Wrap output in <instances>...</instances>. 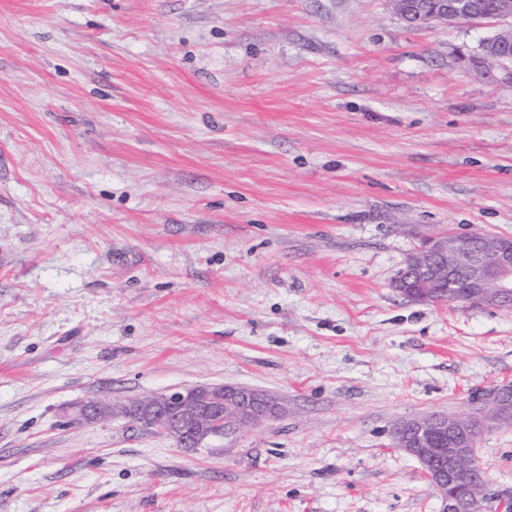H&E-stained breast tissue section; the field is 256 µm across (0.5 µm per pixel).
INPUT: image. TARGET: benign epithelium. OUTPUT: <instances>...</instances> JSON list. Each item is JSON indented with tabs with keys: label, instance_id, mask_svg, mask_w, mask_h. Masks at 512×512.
Masks as SVG:
<instances>
[{
	"label": "benign epithelium",
	"instance_id": "1",
	"mask_svg": "<svg viewBox=\"0 0 512 512\" xmlns=\"http://www.w3.org/2000/svg\"><path fill=\"white\" fill-rule=\"evenodd\" d=\"M397 14L409 25L423 27L435 21H505L512 18V0H499L498 10L484 14L477 0H393ZM499 44L492 53L476 60L474 66L483 75L512 83V29L498 34ZM412 272L419 292L418 302H436L449 298L475 306L512 309V238L484 234L475 243L462 235H450L431 241L423 255L411 256L392 281L399 289ZM467 277V294L457 289L456 273ZM283 412L273 396L236 385L201 384L184 390L156 394L142 406L126 402L93 403L75 406V419L95 423L115 417L139 419L144 426L154 423L156 431L172 440L184 452H198L221 436L257 427ZM512 422V403L499 401L483 411L463 414L433 413L405 419L398 430H408L419 438L420 446L402 448L421 465L440 502L439 512H460L457 491L477 502L491 497L486 475L476 463V448L467 437L471 426L484 429Z\"/></svg>",
	"mask_w": 512,
	"mask_h": 512
}]
</instances>
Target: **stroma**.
Listing matches in <instances>:
<instances>
[{
	"instance_id": "stroma-1",
	"label": "stroma",
	"mask_w": 512,
	"mask_h": 512,
	"mask_svg": "<svg viewBox=\"0 0 512 512\" xmlns=\"http://www.w3.org/2000/svg\"><path fill=\"white\" fill-rule=\"evenodd\" d=\"M502 24L392 0H0V512H439L401 420L512 385V310L391 282L512 236ZM284 412L186 455L77 403ZM477 457L512 497V426ZM499 43L482 60L480 56L474 64L484 76L512 83V29L498 34ZM487 65L488 67H485Z\"/></svg>"
}]
</instances>
